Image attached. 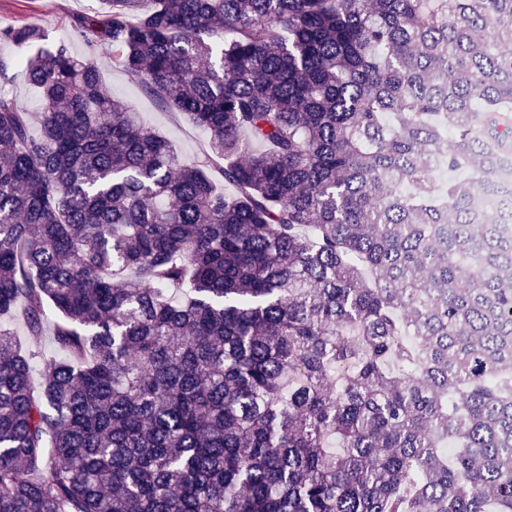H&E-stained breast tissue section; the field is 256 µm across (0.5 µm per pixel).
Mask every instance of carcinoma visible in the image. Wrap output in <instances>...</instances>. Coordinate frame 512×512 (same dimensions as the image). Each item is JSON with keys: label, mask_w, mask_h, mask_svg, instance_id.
<instances>
[{"label": "carcinoma", "mask_w": 512, "mask_h": 512, "mask_svg": "<svg viewBox=\"0 0 512 512\" xmlns=\"http://www.w3.org/2000/svg\"><path fill=\"white\" fill-rule=\"evenodd\" d=\"M101 3L0 28V512H512V0ZM1 53L15 59V65L9 72L10 79L0 83V89L16 96L30 112H40L37 90L28 82L22 60L28 55L27 50L12 46H1ZM19 61V64L17 63ZM101 76L112 94L132 104L144 124L154 132L169 137L186 160H193L202 151L207 135L187 122L179 113L162 108L144 87L132 81L112 60V52L97 54Z\"/></svg>", "instance_id": "cac0c4a2"}]
</instances>
